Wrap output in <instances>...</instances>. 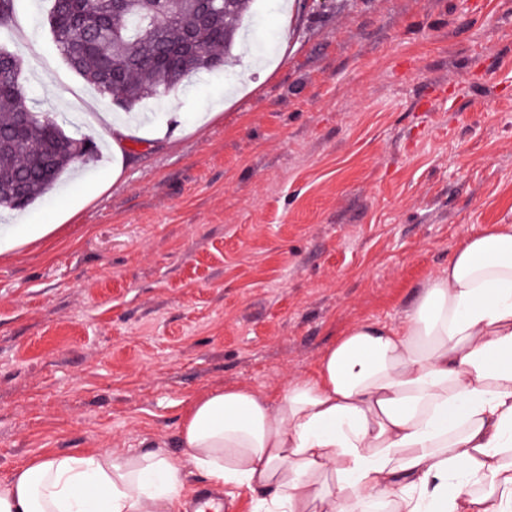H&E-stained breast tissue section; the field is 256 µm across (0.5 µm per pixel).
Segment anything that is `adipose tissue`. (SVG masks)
I'll return each mask as SVG.
<instances>
[{
    "instance_id": "obj_1",
    "label": "adipose tissue",
    "mask_w": 512,
    "mask_h": 512,
    "mask_svg": "<svg viewBox=\"0 0 512 512\" xmlns=\"http://www.w3.org/2000/svg\"><path fill=\"white\" fill-rule=\"evenodd\" d=\"M214 484L272 489L261 512H512V225L470 237L399 325L353 326L278 402L211 391L180 430ZM162 452L32 459L0 512H170Z\"/></svg>"
}]
</instances>
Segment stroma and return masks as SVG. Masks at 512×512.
Wrapping results in <instances>:
<instances>
[{"label":"stroma","mask_w":512,"mask_h":512,"mask_svg":"<svg viewBox=\"0 0 512 512\" xmlns=\"http://www.w3.org/2000/svg\"><path fill=\"white\" fill-rule=\"evenodd\" d=\"M49 8L16 0L0 47L100 153L0 212L52 227L0 253V482L46 454L160 451L185 503L209 480L180 444L194 400L275 397L512 224V0H255L226 67L131 110L66 64Z\"/></svg>","instance_id":"obj_1"}]
</instances>
